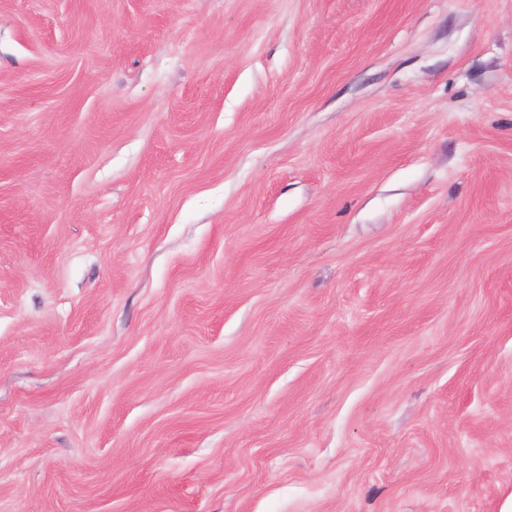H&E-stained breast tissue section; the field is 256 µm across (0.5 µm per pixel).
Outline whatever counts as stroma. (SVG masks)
<instances>
[{
	"instance_id": "1",
	"label": "stroma",
	"mask_w": 512,
	"mask_h": 512,
	"mask_svg": "<svg viewBox=\"0 0 512 512\" xmlns=\"http://www.w3.org/2000/svg\"><path fill=\"white\" fill-rule=\"evenodd\" d=\"M512 0H0V512H502Z\"/></svg>"
}]
</instances>
